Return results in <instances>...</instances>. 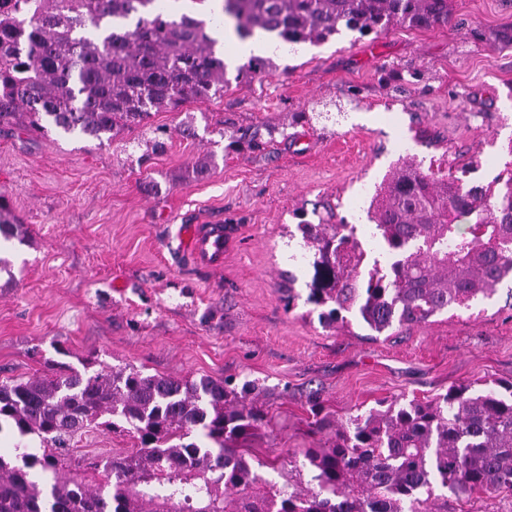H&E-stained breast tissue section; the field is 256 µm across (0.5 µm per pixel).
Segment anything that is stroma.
I'll list each match as a JSON object with an SVG mask.
<instances>
[{"label": "stroma", "instance_id": "stroma-1", "mask_svg": "<svg viewBox=\"0 0 512 512\" xmlns=\"http://www.w3.org/2000/svg\"><path fill=\"white\" fill-rule=\"evenodd\" d=\"M448 24L392 27L377 37L342 31L298 52L273 54L269 73L231 84L186 114L157 112L167 147L134 161L140 130L110 142L64 135L0 134V195L26 234L0 239V381L42 375L47 361L83 358L147 374L254 382L272 418L246 440L267 477L337 425L380 403L421 401L476 379L512 381V288L426 326L370 335L358 322L322 324L306 304L312 254L300 221L356 225L371 254L366 207L398 158L446 172L476 161L488 183L512 165V0H453ZM478 25L480 40L469 39ZM208 119H201V112ZM313 125L291 124L295 112ZM286 127L267 149L239 150L220 130ZM210 154L202 177L187 169ZM184 224L223 225L221 264L179 243ZM103 427L77 436L75 456L132 447Z\"/></svg>", "mask_w": 512, "mask_h": 512}]
</instances>
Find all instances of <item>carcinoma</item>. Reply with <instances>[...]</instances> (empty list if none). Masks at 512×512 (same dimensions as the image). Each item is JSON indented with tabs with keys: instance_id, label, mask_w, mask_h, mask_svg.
Returning a JSON list of instances; mask_svg holds the SVG:
<instances>
[{
	"instance_id": "carcinoma-1",
	"label": "carcinoma",
	"mask_w": 512,
	"mask_h": 512,
	"mask_svg": "<svg viewBox=\"0 0 512 512\" xmlns=\"http://www.w3.org/2000/svg\"><path fill=\"white\" fill-rule=\"evenodd\" d=\"M160 2L0 0V131L111 141L269 72L259 55L226 61L219 29L294 49L343 28L367 36L452 16L451 0H221L218 14L210 0L177 11ZM471 168L396 167L366 210L379 258L353 224H298L314 252L307 302L320 321L349 314L377 334L421 327L512 280V169L484 185L463 179ZM19 228L0 196V235ZM95 364L0 382V434L24 440L0 454V512H437L438 490L512 492V381L353 416L332 445L301 451L279 487L239 447L271 423L255 402L239 403L222 381L89 372ZM92 425L124 427L134 447L83 467L69 445Z\"/></svg>"
}]
</instances>
